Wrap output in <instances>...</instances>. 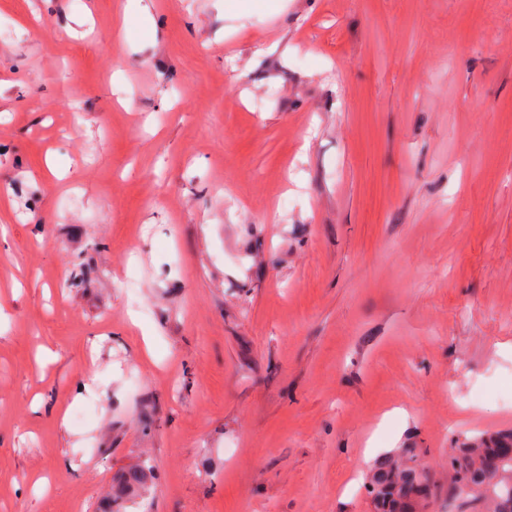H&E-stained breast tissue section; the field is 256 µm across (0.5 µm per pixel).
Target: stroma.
I'll return each mask as SVG.
<instances>
[{
  "label": "stroma",
  "mask_w": 512,
  "mask_h": 512,
  "mask_svg": "<svg viewBox=\"0 0 512 512\" xmlns=\"http://www.w3.org/2000/svg\"><path fill=\"white\" fill-rule=\"evenodd\" d=\"M126 4L0 0V512H374L370 448L448 512L512 431V0Z\"/></svg>",
  "instance_id": "1"
}]
</instances>
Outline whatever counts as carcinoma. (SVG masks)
Instances as JSON below:
<instances>
[{"label":"carcinoma","mask_w":512,"mask_h":512,"mask_svg":"<svg viewBox=\"0 0 512 512\" xmlns=\"http://www.w3.org/2000/svg\"><path fill=\"white\" fill-rule=\"evenodd\" d=\"M452 469L448 499L461 495L463 485L484 488L493 512H512V433L460 449L453 457ZM371 487L375 512H416L435 489L434 484L421 479L418 465L401 468L389 458L378 461Z\"/></svg>","instance_id":"1"}]
</instances>
